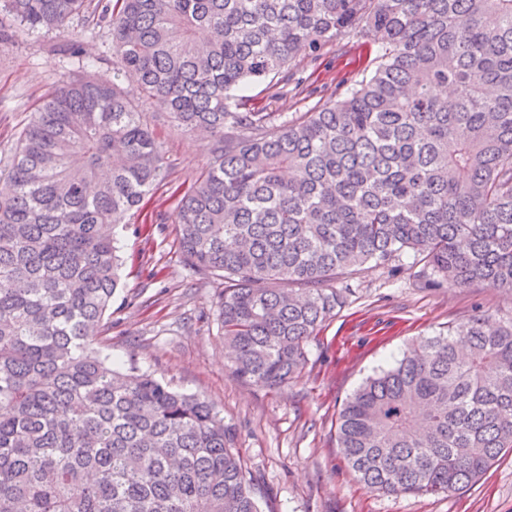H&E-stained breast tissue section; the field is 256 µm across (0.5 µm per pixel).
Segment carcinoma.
Here are the masks:
<instances>
[{"instance_id": "obj_1", "label": "carcinoma", "mask_w": 512, "mask_h": 512, "mask_svg": "<svg viewBox=\"0 0 512 512\" xmlns=\"http://www.w3.org/2000/svg\"><path fill=\"white\" fill-rule=\"evenodd\" d=\"M19 26L112 31L110 82L69 77L0 173V512H261L204 399L98 348L116 239L166 177L132 79L208 160L180 200L191 268L224 278L236 375L275 388L336 314L330 288L402 252L461 286L512 290V0H5ZM211 38L200 42L197 32ZM355 31L372 69L278 123L299 57ZM447 87L443 99L436 89ZM338 447L383 493H449L512 451V320L425 339L349 397Z\"/></svg>"}]
</instances>
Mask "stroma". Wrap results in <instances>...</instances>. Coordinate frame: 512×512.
<instances>
[{"mask_svg":"<svg viewBox=\"0 0 512 512\" xmlns=\"http://www.w3.org/2000/svg\"><path fill=\"white\" fill-rule=\"evenodd\" d=\"M79 29L72 20L59 30L16 32L0 45V158L13 153L43 95L69 76L59 48ZM370 59L364 39L349 34L325 47L319 65L297 61L302 91L274 97L255 82L245 96L277 118L296 120L343 92ZM127 92L163 146L168 177L119 231L121 281L112 326L101 337L113 363L209 401L234 431L268 512H512V452L452 493L396 495L360 482L336 440L338 412L366 377L474 313L511 318L512 291L446 280L426 286L422 261L409 253L386 265L369 263L336 280L349 289L348 300L307 342L299 379L271 390L238 378L216 306L224 280L185 267L178 251L177 205L207 163L206 143L156 116L139 88Z\"/></svg>","mask_w":512,"mask_h":512,"instance_id":"1","label":"stroma"}]
</instances>
